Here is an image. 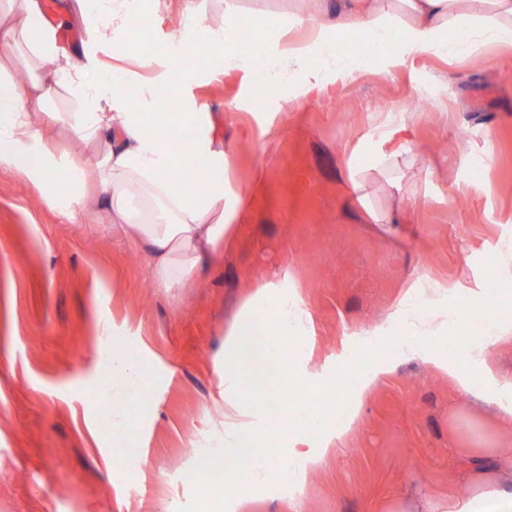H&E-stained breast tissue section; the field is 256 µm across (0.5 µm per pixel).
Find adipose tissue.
Returning <instances> with one entry per match:
<instances>
[{"label":"adipose tissue","instance_id":"1","mask_svg":"<svg viewBox=\"0 0 512 512\" xmlns=\"http://www.w3.org/2000/svg\"><path fill=\"white\" fill-rule=\"evenodd\" d=\"M143 2L76 0L87 20L107 19L111 39L84 48V63L75 65L59 63L56 31L45 24L36 0H0V168L59 214L75 216L95 200L115 230L148 253L154 284L179 288L230 246L249 198L225 199L231 154L212 114L174 90L192 78L188 60L201 48L223 55L225 76L245 81L251 69L234 37L233 8H225L220 22L204 24L190 6L179 28L165 37L162 71L139 100H131L125 76L106 72L97 54L121 40L129 15ZM304 2L289 0L263 41L279 72L269 92L292 102L360 74L342 49L344 34L359 36L364 58L388 75L421 54L453 65L465 56L494 58L512 50V0H336L332 12L323 5L305 9ZM21 66L28 77L19 84L15 73ZM167 105L174 107L175 119L157 125L152 115ZM51 126L94 147V154L82 161L59 152L46 136ZM176 170L188 171L189 180H173ZM412 287L426 303L407 326L411 338L383 337L377 367L357 379L348 395L352 410H359L381 375L414 358L431 362L465 391L471 371H478L483 390L502 403L505 389L489 352L497 339L512 335V319L497 318L491 335L469 341L459 363L448 353V335L467 330L471 311L448 314L443 284L420 278ZM268 298L267 289H258L224 340V401L217 415L224 425L223 456L231 462L224 470L225 512H246L254 486H299L348 432L331 425L329 414L300 410L289 450L276 448L270 427L262 423L269 415L266 393L301 367L297 337L310 317L297 295L281 293L277 314L291 318L293 326L269 325L261 318ZM150 372L143 360L113 347L112 394L135 402L143 413L153 403ZM463 432L476 444L470 452V495L454 502L426 499L422 512H512V466L501 465L499 449L481 447L476 426L464 425ZM313 433L319 442H310Z\"/></svg>","mask_w":512,"mask_h":512}]
</instances>
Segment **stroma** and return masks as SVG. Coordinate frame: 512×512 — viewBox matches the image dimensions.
I'll return each instance as SVG.
<instances>
[{
	"label": "stroma",
	"instance_id": "35a3bbf8",
	"mask_svg": "<svg viewBox=\"0 0 512 512\" xmlns=\"http://www.w3.org/2000/svg\"><path fill=\"white\" fill-rule=\"evenodd\" d=\"M38 4L68 56L97 39L76 0ZM185 4L155 0L133 55L107 57L131 98L150 76L138 56L162 57L160 38ZM188 91L233 152L225 195L247 194L252 206L234 247L184 287H156L143 253L96 207L62 217L0 172V512H218L209 484L185 475L222 442L213 406L224 339L262 284L298 293L311 316L300 346L315 375L368 372L379 338L400 335L420 277L448 283L473 309L493 298L512 313V279L497 261L512 243V55L452 66L420 55L261 111L249 86L220 72L197 70ZM382 110L409 115L387 139L376 130ZM399 149L416 162L375 176L365 200L351 195L352 172ZM101 316L113 338L98 335ZM116 342L152 370L153 405L133 418L137 450L123 467L112 464L99 395ZM472 384L460 390L427 361L406 360L371 388L354 422L337 393L334 421L350 430L336 452L295 497L255 487L251 512H388L396 499L417 512L425 498L465 496L461 424L512 457V419L483 397L480 376Z\"/></svg>",
	"mask_w": 512,
	"mask_h": 512
}]
</instances>
